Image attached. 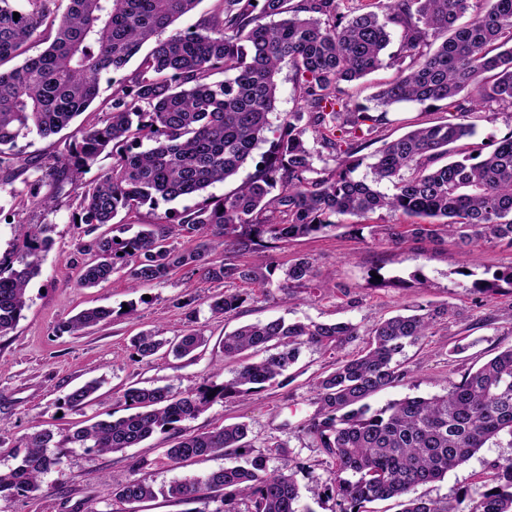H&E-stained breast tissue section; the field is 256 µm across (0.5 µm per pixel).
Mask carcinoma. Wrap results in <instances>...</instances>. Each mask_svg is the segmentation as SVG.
<instances>
[{"instance_id": "obj_1", "label": "carcinoma", "mask_w": 512, "mask_h": 512, "mask_svg": "<svg viewBox=\"0 0 512 512\" xmlns=\"http://www.w3.org/2000/svg\"><path fill=\"white\" fill-rule=\"evenodd\" d=\"M200 0H0V192L53 210L65 202L79 223L97 228L123 213L185 197H202L178 215V224H146L115 241L107 234L86 244L93 260L79 278L95 288L125 271L130 288L159 283L182 269L205 282L259 281L264 274L234 257L261 242L322 233L338 227L336 218H367L402 212L435 218L433 224L387 228L394 245L408 239L457 240L474 260L480 244L512 246V131L490 149L473 142L470 115L495 103L512 111V0H216L200 30H175L161 37ZM20 18H13V13ZM402 28L401 48L389 55L399 75L372 101L379 111L353 102L343 87L384 63L388 27ZM39 35L47 47L26 56ZM154 46L140 54L149 41ZM141 55L134 75L112 92L105 118L84 128L59 156L34 158L38 176L15 181L14 147L20 137L59 134L99 95L102 75L122 69ZM304 106L279 125L270 155L232 191L203 196L208 188L236 176L266 141L275 109L277 78L283 65ZM224 74L216 80L214 75ZM416 102L451 108L456 121L419 126L385 141L370 154L371 178L355 171L360 152L376 142L389 123L388 108ZM149 147H144V143ZM112 169L71 193L74 175L90 169L104 154ZM388 182L392 193L379 190ZM185 237L177 248L170 230ZM51 225L37 232L16 225L19 245L0 256V335L16 326L27 307V288L41 272L54 240ZM220 251L224 258L214 260ZM316 276L306 257L292 261L276 284L302 285ZM246 298L224 293L210 299L216 317L239 312ZM448 306L396 315L367 330L349 322L245 324L224 335V362L236 365L229 381L223 370L199 386L172 392L167 386L129 387L123 394L132 413L113 420L90 419L70 429L63 442L74 448L114 452L133 448L157 432L174 431L165 456L174 466L252 447L245 423L224 424L206 432L181 427L226 397L245 399L278 382L295 363L299 348L312 345L341 351L362 348L336 362L312 382L317 413L303 425L332 459L334 477L313 491L336 500V512H369L367 504L400 500L401 512H512V455L488 463V478L452 498L430 499L413 493L439 481L491 443L512 448V346L458 381L442 395L406 396L380 408L369 399L404 382L410 370L397 360L408 345L430 336ZM112 310L85 309L65 329L73 335L109 323ZM208 342L192 330L173 341L157 331L133 339L139 359L167 349L177 359H192ZM265 351L256 361L246 352ZM99 380L85 383L66 399L70 408L102 401ZM50 429L26 435L15 448L17 466L0 471V498L34 496L42 478L62 462ZM258 453L244 465L172 484L169 495L181 502L224 493V512H235L237 497L250 512H311L300 506L293 472L270 471ZM121 502L154 497L151 485L135 476L113 491Z\"/></svg>"}]
</instances>
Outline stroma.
Listing matches in <instances>:
<instances>
[{
    "mask_svg": "<svg viewBox=\"0 0 512 512\" xmlns=\"http://www.w3.org/2000/svg\"><path fill=\"white\" fill-rule=\"evenodd\" d=\"M103 117L96 107L78 116L60 134L59 142L30 136L19 139L15 149V187L31 178L27 159L55 155L76 136L79 128ZM391 122L381 136L392 140L407 133L411 125L450 119V112L431 110L415 103H402L391 110ZM31 226L53 227L54 246L46 256L40 275L28 286V305L15 328L0 336V470L14 468V448L27 434L49 429L63 435L73 424L96 416L116 420L127 416L123 399L130 386H169L179 392L203 384L214 368L232 378L233 365L224 361L222 343L226 332L244 323L277 318L289 321L351 322L367 328L379 320L423 305H452L456 318L438 322L424 344L410 346L403 359L411 371L404 384L385 389L373 397V406L407 396L444 394L450 382L460 380L512 346V291L485 294L472 291L473 283L493 280L512 267V248L505 244L479 248L476 262H466L453 239L441 242L410 241L402 245L382 243L380 224L406 225L408 216L386 213L371 216L356 226L277 242L272 248H257L241 256V263L266 270H283L296 258L309 257L317 275H331L334 287L292 286L265 288L243 282L209 283L173 272L160 283L134 290L123 273L93 289L78 287L82 265L89 261L83 247L90 240L87 227L72 221V210L60 207L47 212L32 204H11L0 196V254L10 250L17 220ZM239 293L246 301L238 315L212 317L208 299L218 293ZM192 306H185V299ZM134 305L135 318L122 308ZM96 306L111 308L110 323L73 335L64 323L79 311ZM156 330L171 338L190 329L203 331L208 339L191 360H176L156 354L138 359L131 339L139 331ZM463 353H455L456 345ZM337 352L304 345L296 362L278 385L253 393L248 399L227 398L212 404L195 419L189 430L207 431L216 426L243 422L251 430L254 452L267 442L284 443L286 451L270 455L268 466L284 470L295 466V478L303 492L301 503L311 512H336L332 498L314 499L311 489L323 486L331 476L332 461L303 430L318 406L310 388L320 373L332 370ZM102 380L103 402L83 408L67 407L65 400L84 382ZM171 436L156 433L134 448L100 453L88 448L67 449L61 465L48 473L37 495L0 500V512H84L88 500L99 503L101 512H224L223 497L184 503L167 496L177 480L202 476L243 463L240 455L214 456L173 467L163 451ZM512 449L489 446L466 463L449 470L440 481L418 487V494L432 499L454 496L474 486L486 464ZM145 479L156 498L137 504L116 500L113 491L129 477Z\"/></svg>",
    "mask_w": 512,
    "mask_h": 512,
    "instance_id": "stroma-1",
    "label": "stroma"
}]
</instances>
